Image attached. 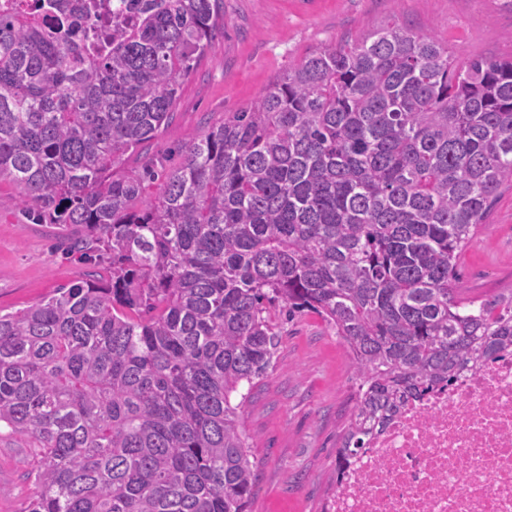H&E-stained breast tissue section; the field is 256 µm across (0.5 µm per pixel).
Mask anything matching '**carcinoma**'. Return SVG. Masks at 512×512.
Listing matches in <instances>:
<instances>
[{
	"instance_id": "carcinoma-1",
	"label": "carcinoma",
	"mask_w": 512,
	"mask_h": 512,
	"mask_svg": "<svg viewBox=\"0 0 512 512\" xmlns=\"http://www.w3.org/2000/svg\"><path fill=\"white\" fill-rule=\"evenodd\" d=\"M224 0H138L85 47L63 0L0 9V176L97 268L0 313V428L38 448L29 512H248L231 395L271 367L268 306L318 314L370 423L512 350V289L456 296L457 258L512 185V59L456 61L387 23L321 47L170 170L123 168L173 116Z\"/></svg>"
}]
</instances>
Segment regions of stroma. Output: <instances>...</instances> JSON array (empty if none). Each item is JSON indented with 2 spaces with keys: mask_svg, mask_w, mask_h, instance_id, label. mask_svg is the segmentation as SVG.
Instances as JSON below:
<instances>
[{
  "mask_svg": "<svg viewBox=\"0 0 512 512\" xmlns=\"http://www.w3.org/2000/svg\"><path fill=\"white\" fill-rule=\"evenodd\" d=\"M447 44L458 61L512 57V0H224V33L182 78L175 118L152 141L161 157L225 113L250 106L274 78L314 50L359 40L386 22ZM0 177V311L33 305L83 278L88 266L56 249L58 229L23 210ZM461 298L512 289V186L457 261ZM357 376L344 340L313 312L286 326L267 375L248 391L241 428L258 466L249 512H325L336 488V439L354 405ZM37 450L0 432V512H26Z\"/></svg>",
  "mask_w": 512,
  "mask_h": 512,
  "instance_id": "35a3bbf8",
  "label": "stroma"
}]
</instances>
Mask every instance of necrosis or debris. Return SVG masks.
Here are the masks:
<instances>
[{"mask_svg":"<svg viewBox=\"0 0 512 512\" xmlns=\"http://www.w3.org/2000/svg\"><path fill=\"white\" fill-rule=\"evenodd\" d=\"M330 512H512V355L462 367L374 431Z\"/></svg>","mask_w":512,"mask_h":512,"instance_id":"4bbe7bcc","label":"necrosis or debris"}]
</instances>
